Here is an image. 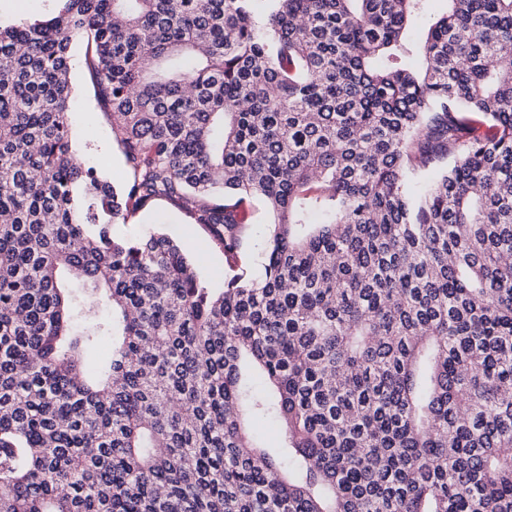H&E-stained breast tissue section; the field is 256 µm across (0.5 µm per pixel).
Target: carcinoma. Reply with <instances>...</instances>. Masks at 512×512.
<instances>
[{
	"label": "carcinoma",
	"instance_id": "cac0c4a2",
	"mask_svg": "<svg viewBox=\"0 0 512 512\" xmlns=\"http://www.w3.org/2000/svg\"><path fill=\"white\" fill-rule=\"evenodd\" d=\"M55 2L0 24V512H512V0ZM160 199L220 291L112 235ZM72 145L76 156L87 164H99L109 177L117 179L125 169L124 156L112 125V114L103 107L90 81L84 46H72ZM149 229L160 230L173 237L186 256L197 263L210 288H224L226 262L224 252L216 247L208 233L174 204L157 200L150 208L129 217L125 223L112 226L114 237L128 239ZM249 220L243 224V238L245 246L249 249L258 248L265 242L269 215L260 204L255 203L253 209L248 210Z\"/></svg>",
	"mask_w": 512,
	"mask_h": 512
}]
</instances>
